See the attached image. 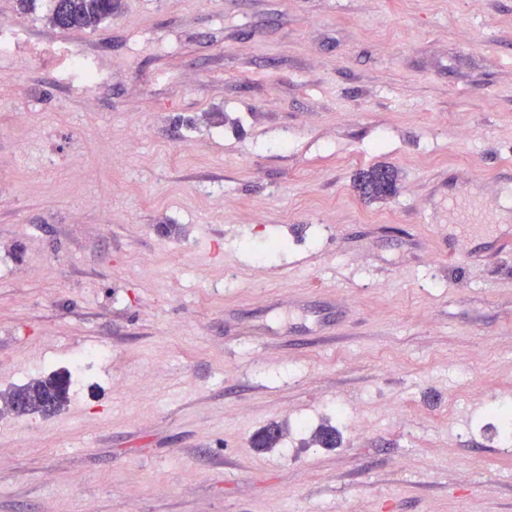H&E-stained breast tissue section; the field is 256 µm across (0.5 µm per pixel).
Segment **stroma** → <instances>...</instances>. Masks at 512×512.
I'll return each instance as SVG.
<instances>
[{"label":"stroma","mask_w":512,"mask_h":512,"mask_svg":"<svg viewBox=\"0 0 512 512\" xmlns=\"http://www.w3.org/2000/svg\"><path fill=\"white\" fill-rule=\"evenodd\" d=\"M47 6L0 0V392L98 358L0 415V512H512V223L448 206L512 202V0H122L64 95ZM378 167H374L366 172H362L359 175V189L361 190V193L368 197H382L386 196L388 194H391L394 191L395 187V178L394 174L392 173V179L390 183L385 186L381 187L375 177V170ZM63 374H66L68 378ZM70 384L71 374L69 372H53L47 376L34 378L25 384L14 387L4 396L5 409L12 412V401L18 397H24L27 400V408L22 415H54L67 404Z\"/></svg>","instance_id":"stroma-1"}]
</instances>
